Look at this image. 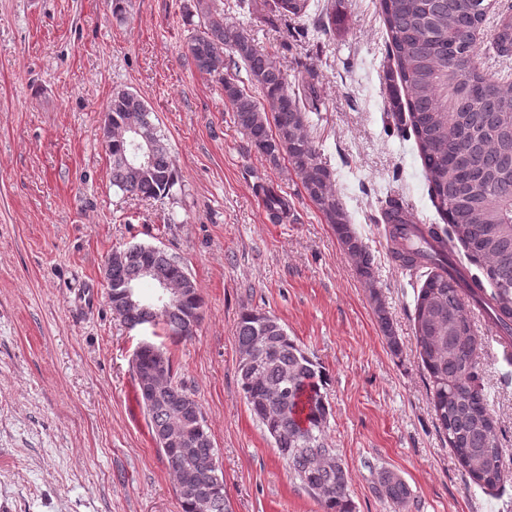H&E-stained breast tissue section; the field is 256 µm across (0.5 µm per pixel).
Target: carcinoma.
Listing matches in <instances>:
<instances>
[{
	"mask_svg": "<svg viewBox=\"0 0 512 512\" xmlns=\"http://www.w3.org/2000/svg\"><path fill=\"white\" fill-rule=\"evenodd\" d=\"M313 0H239L251 12L268 10L265 23L274 29L291 20H313L326 36L341 34L345 17L338 9L312 17ZM497 0H379L385 26L389 112L397 129L412 132L428 192L444 225L416 224L397 197L386 198L377 221L388 225L391 258L406 270L429 269L415 305L419 354L429 373L433 407L448 444L470 480L502 492L497 423L489 412L476 358L478 340L471 309L463 291L477 298L492 324L512 341V74L490 79L474 62L478 52L473 34L486 23ZM185 22L191 26L186 58L201 73L221 84L224 101L243 130L250 147L270 164L285 159L300 178L303 190L324 223L331 225L345 250L356 259V271L375 280L376 262L350 224L333 189V171L307 133L308 116L320 111V96L312 69L297 63L298 90L288 91L278 57L257 47L253 37L234 22L213 12L209 0H186ZM488 52L512 57V18L501 17L488 38ZM246 73V79L240 73ZM112 113V186L135 197L160 199L178 183L169 148L158 127L142 125L152 135L154 152L148 164L137 161L141 139L127 131L130 121L151 114L135 93L120 90L106 105ZM267 219L284 224L290 217L288 200L273 186L256 185ZM457 242L482 276L467 282L448 274V243ZM155 263L168 276L185 267L163 252ZM143 256L130 253L112 262V285L134 281ZM492 288L484 293V283ZM374 313L386 344L400 351L391 318L378 295ZM198 288L161 313L157 325L173 341L193 336L188 330L202 321ZM239 353L256 351V367L238 365V382L255 418L271 438L278 455L325 512H352L348 470L328 443L329 409L322 389L326 374L320 364L288 335L269 314L246 312L237 322ZM168 372L155 382L158 401L140 394L159 450L175 475L182 512H230L224 482L211 477L217 450L210 434L192 448L172 450L164 445L163 428L195 396L177 380L171 353ZM376 483L394 503L409 497L406 483L388 469L376 472Z\"/></svg>",
	"mask_w": 512,
	"mask_h": 512,
	"instance_id": "obj_1",
	"label": "carcinoma"
}]
</instances>
